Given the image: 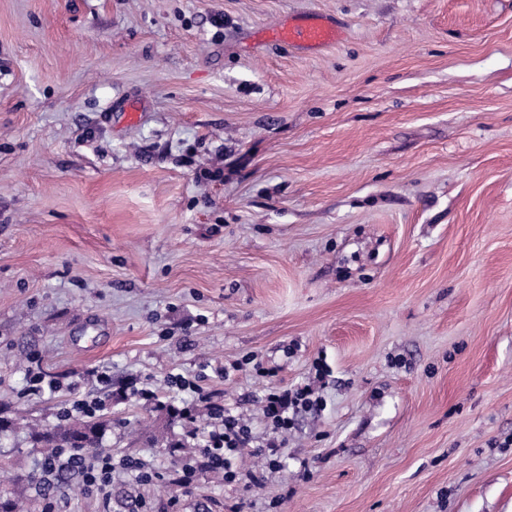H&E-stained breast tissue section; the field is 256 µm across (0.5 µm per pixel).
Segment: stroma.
<instances>
[{
    "instance_id": "stroma-1",
    "label": "stroma",
    "mask_w": 512,
    "mask_h": 512,
    "mask_svg": "<svg viewBox=\"0 0 512 512\" xmlns=\"http://www.w3.org/2000/svg\"><path fill=\"white\" fill-rule=\"evenodd\" d=\"M308 12L344 39L263 40ZM257 362L319 408L232 457L260 485L179 486L168 375L260 444ZM100 372V452L157 477L55 512H512V0H0V464Z\"/></svg>"
}]
</instances>
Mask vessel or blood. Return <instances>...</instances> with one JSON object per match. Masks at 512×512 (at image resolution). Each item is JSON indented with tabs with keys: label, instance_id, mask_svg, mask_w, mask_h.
Returning a JSON list of instances; mask_svg holds the SVG:
<instances>
[{
	"label": "vessel or blood",
	"instance_id": "1",
	"mask_svg": "<svg viewBox=\"0 0 512 512\" xmlns=\"http://www.w3.org/2000/svg\"><path fill=\"white\" fill-rule=\"evenodd\" d=\"M341 35L340 26L330 15L315 13L280 21L267 32L266 38L304 54L335 43Z\"/></svg>",
	"mask_w": 512,
	"mask_h": 512
}]
</instances>
